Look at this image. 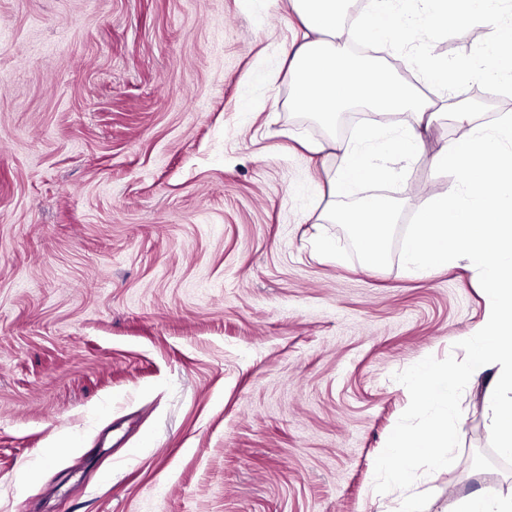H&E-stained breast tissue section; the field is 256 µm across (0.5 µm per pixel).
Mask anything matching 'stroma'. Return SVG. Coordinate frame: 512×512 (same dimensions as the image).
<instances>
[{
  "mask_svg": "<svg viewBox=\"0 0 512 512\" xmlns=\"http://www.w3.org/2000/svg\"><path fill=\"white\" fill-rule=\"evenodd\" d=\"M288 0H0V512H394L375 460L408 407L401 372L463 358L482 326L476 267L427 275L319 255L360 121L296 104ZM451 23L375 67L439 102L392 196L412 214L453 177L456 135L428 53L470 62ZM468 382L455 462L420 475L425 512L512 496Z\"/></svg>",
  "mask_w": 512,
  "mask_h": 512,
  "instance_id": "35a3bbf8",
  "label": "stroma"
}]
</instances>
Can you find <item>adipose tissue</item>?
Returning <instances> with one entry per match:
<instances>
[{
    "label": "adipose tissue",
    "mask_w": 512,
    "mask_h": 512,
    "mask_svg": "<svg viewBox=\"0 0 512 512\" xmlns=\"http://www.w3.org/2000/svg\"><path fill=\"white\" fill-rule=\"evenodd\" d=\"M302 23V41L291 55L288 77L296 102L315 106L325 122L352 103L390 112L407 111L411 120L398 136L382 144L383 151L403 157L421 154L419 127L434 104L423 101L398 84L387 72L351 71L348 43L366 37L405 51L418 27L441 28L462 21L490 28L494 38L484 48L481 64L492 89L512 79V0H363L361 15L347 24L348 0H290ZM340 163L331 181L335 196H350L364 182L383 180L386 171L368 164L359 143H336Z\"/></svg>",
    "instance_id": "1"
}]
</instances>
